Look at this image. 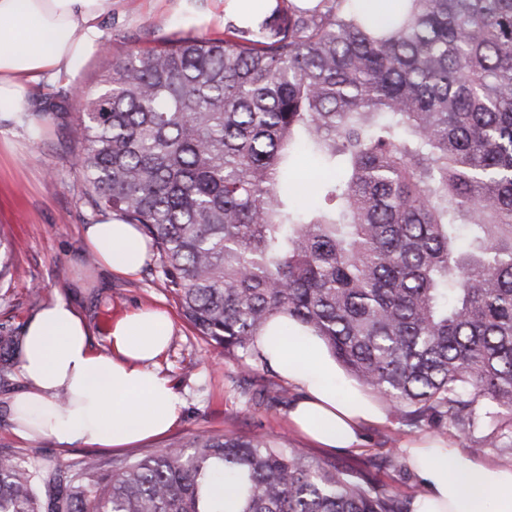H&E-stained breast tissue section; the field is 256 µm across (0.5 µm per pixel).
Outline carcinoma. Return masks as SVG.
<instances>
[{
  "label": "carcinoma",
  "instance_id": "obj_1",
  "mask_svg": "<svg viewBox=\"0 0 512 512\" xmlns=\"http://www.w3.org/2000/svg\"><path fill=\"white\" fill-rule=\"evenodd\" d=\"M69 154L224 354L266 365L254 338L286 318L406 426L512 425V0H399L383 28L361 0H275L112 59ZM224 486L239 512H410L261 433L112 464L0 452V512H224Z\"/></svg>",
  "mask_w": 512,
  "mask_h": 512
}]
</instances>
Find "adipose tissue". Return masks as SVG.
I'll list each match as a JSON object with an SVG mask.
<instances>
[{
  "instance_id": "ef3b65f1",
  "label": "adipose tissue",
  "mask_w": 512,
  "mask_h": 512,
  "mask_svg": "<svg viewBox=\"0 0 512 512\" xmlns=\"http://www.w3.org/2000/svg\"><path fill=\"white\" fill-rule=\"evenodd\" d=\"M272 7V0H252L243 11L238 0H215L205 14L185 6L184 23L220 26L228 17L243 23ZM111 13L112 0H0V122L40 130L33 115L37 88L75 83ZM84 243L101 266L123 275L138 273L147 258L138 227L109 215L86 227ZM173 333L166 312L139 309L113 321L101 350L69 301H47L22 331L18 371L25 388L10 404L15 433L101 448L167 433L181 400L153 364ZM318 344L297 329L277 345L265 336L254 341L267 364L302 393L288 413L292 426L320 447H355L363 426L383 415L357 389L337 393L336 367L317 353ZM401 455L424 489L412 512H512V463L489 464L429 438L405 444Z\"/></svg>"
}]
</instances>
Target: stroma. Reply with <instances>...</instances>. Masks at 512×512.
I'll return each instance as SVG.
<instances>
[{"instance_id":"35a3bbf8","label":"stroma","mask_w":512,"mask_h":512,"mask_svg":"<svg viewBox=\"0 0 512 512\" xmlns=\"http://www.w3.org/2000/svg\"><path fill=\"white\" fill-rule=\"evenodd\" d=\"M180 5V0H113L111 16L101 22L112 54L92 56L81 88L95 91L113 58L157 48L189 34L212 37V29L185 27ZM80 110L79 100L72 98L65 112L48 120L38 135L11 128L0 134L8 142L0 150V242L9 247L10 262L20 270L19 275L0 280V335H18L27 319L55 297L73 303L83 313L94 344L102 349L107 346L109 326L119 315L154 308L172 317L174 334L158 367L183 401L177 424L157 438L125 448L99 449V456L112 461L153 454L188 444L202 432L228 436L262 432L285 447L335 463L349 473L373 477L404 496L412 495L418 482L412 473L392 466L389 456L398 445L422 436L465 451L481 442L485 445L481 459L512 463V439L505 437L489 445L485 428L471 434L451 426L411 430L390 415L383 423L367 425L358 447L332 450L312 444L292 429L288 412L300 397L297 388H289L287 401L271 407L246 404L245 392L257 393L281 383V376L270 367L245 368L212 346L166 289L155 256H148L133 276L114 274L88 261L83 229L99 216L85 205L83 177L67 154L77 138ZM6 366L8 374L0 379V451L44 466H64L82 458L87 446L64 447L50 439L24 441L14 434L9 404L22 384L14 359H7Z\"/></svg>"}]
</instances>
